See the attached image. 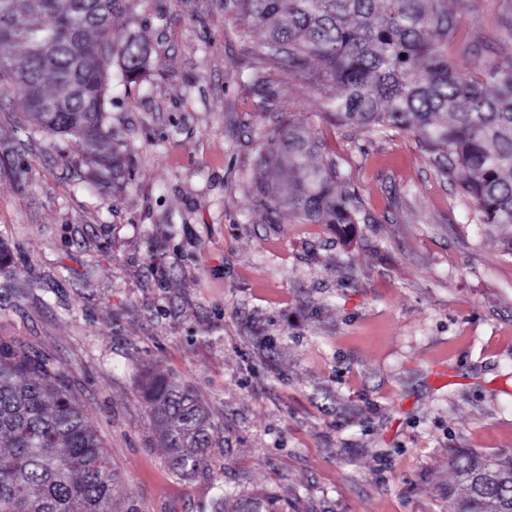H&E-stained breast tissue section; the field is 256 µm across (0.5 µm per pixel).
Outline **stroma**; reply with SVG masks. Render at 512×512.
Masks as SVG:
<instances>
[{
    "label": "stroma",
    "mask_w": 512,
    "mask_h": 512,
    "mask_svg": "<svg viewBox=\"0 0 512 512\" xmlns=\"http://www.w3.org/2000/svg\"><path fill=\"white\" fill-rule=\"evenodd\" d=\"M448 59L512 66V0H448ZM147 62L109 71L118 183L0 100V341L65 375L119 471L114 512H448L456 450L512 458V229L480 223L420 137L334 127L333 85L269 105L237 74L263 32L224 0H134L114 23ZM239 130L226 137V113ZM301 124L362 202L349 234L273 218L267 134ZM217 427L195 476L169 467L138 394L148 369Z\"/></svg>",
    "instance_id": "stroma-1"
}]
</instances>
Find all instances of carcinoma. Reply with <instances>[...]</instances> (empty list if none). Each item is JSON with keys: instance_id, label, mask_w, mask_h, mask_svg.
<instances>
[{"instance_id": "carcinoma-1", "label": "carcinoma", "mask_w": 512, "mask_h": 512, "mask_svg": "<svg viewBox=\"0 0 512 512\" xmlns=\"http://www.w3.org/2000/svg\"><path fill=\"white\" fill-rule=\"evenodd\" d=\"M0 0V95L14 96L26 122L70 137L93 160L105 187L124 161L119 137L105 127L108 68L101 51L121 56L126 77L143 65L135 40H112V18L130 0ZM265 31L261 57H244L238 75L257 96L274 100L288 79L334 83L323 105L333 125L379 134L416 132L440 174L468 198L483 224L512 226V68L464 74L448 61L455 27L448 0H224ZM33 18L19 19L20 13ZM20 49L17 58L8 56ZM316 59L321 69H308ZM279 68L273 80L261 64ZM288 180L278 179L281 164ZM266 182L261 206L308 224L358 223L361 200L319 141L289 121L267 136L259 155ZM0 244V276L15 294ZM140 393L172 470L195 471L213 447L215 425L194 391L148 373ZM119 482L89 414L64 377L46 363L0 342V512H112ZM448 512H512V459L464 452L449 464Z\"/></svg>"}]
</instances>
